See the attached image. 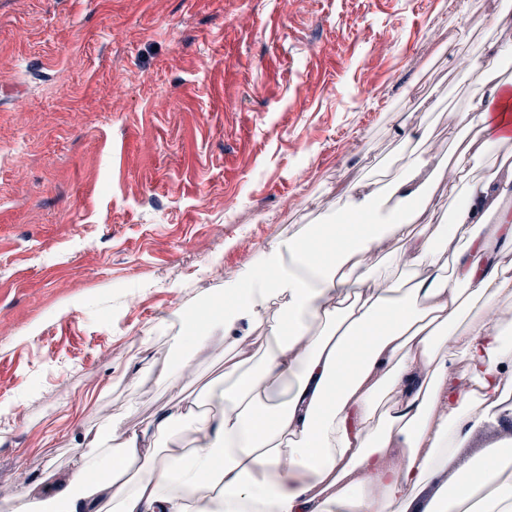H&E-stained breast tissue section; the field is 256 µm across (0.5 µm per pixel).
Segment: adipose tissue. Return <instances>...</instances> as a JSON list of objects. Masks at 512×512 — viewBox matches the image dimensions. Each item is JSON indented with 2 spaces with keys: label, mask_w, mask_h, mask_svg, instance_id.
I'll use <instances>...</instances> for the list:
<instances>
[{
  "label": "adipose tissue",
  "mask_w": 512,
  "mask_h": 512,
  "mask_svg": "<svg viewBox=\"0 0 512 512\" xmlns=\"http://www.w3.org/2000/svg\"><path fill=\"white\" fill-rule=\"evenodd\" d=\"M500 54L471 57L469 107L448 115L446 194L412 151L397 182L352 189L335 223L262 252L223 303L185 319L188 345L224 341L212 408L183 398L111 444L91 438L79 490L15 512H512V448L487 453L476 480L446 477L463 438L512 415V181L478 173L512 138ZM428 210L448 218L422 223ZM391 240L400 252L379 254ZM243 320L267 323L263 348L234 335ZM183 424L190 445L162 447Z\"/></svg>",
  "instance_id": "1"
}]
</instances>
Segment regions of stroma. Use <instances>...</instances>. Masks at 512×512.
<instances>
[{
    "label": "stroma",
    "instance_id": "1",
    "mask_svg": "<svg viewBox=\"0 0 512 512\" xmlns=\"http://www.w3.org/2000/svg\"><path fill=\"white\" fill-rule=\"evenodd\" d=\"M502 11L512 0H0V512L175 399L181 313L334 220L347 187L398 179L417 124L446 191L448 115L475 87L470 55L512 42ZM192 357L202 398L224 345ZM511 437L484 424L449 481Z\"/></svg>",
    "mask_w": 512,
    "mask_h": 512
}]
</instances>
